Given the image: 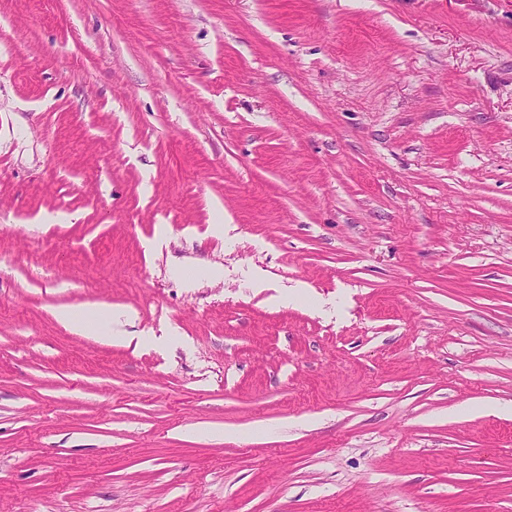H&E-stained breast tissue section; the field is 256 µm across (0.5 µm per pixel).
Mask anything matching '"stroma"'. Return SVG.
I'll return each mask as SVG.
<instances>
[{
  "label": "stroma",
  "mask_w": 512,
  "mask_h": 512,
  "mask_svg": "<svg viewBox=\"0 0 512 512\" xmlns=\"http://www.w3.org/2000/svg\"><path fill=\"white\" fill-rule=\"evenodd\" d=\"M504 403L512 0H0V512H512Z\"/></svg>",
  "instance_id": "1"
}]
</instances>
